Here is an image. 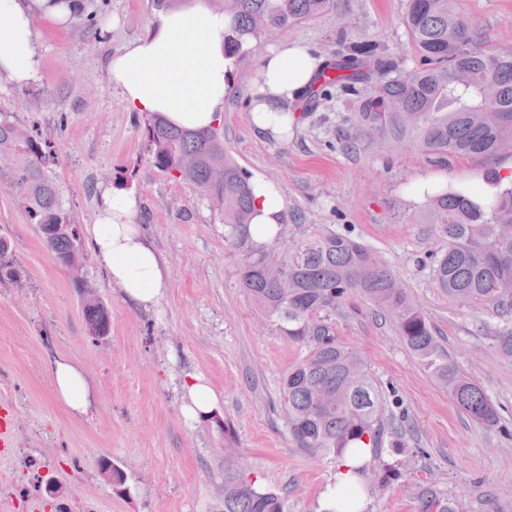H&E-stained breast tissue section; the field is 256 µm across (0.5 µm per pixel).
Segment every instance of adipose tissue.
<instances>
[{"mask_svg": "<svg viewBox=\"0 0 512 512\" xmlns=\"http://www.w3.org/2000/svg\"><path fill=\"white\" fill-rule=\"evenodd\" d=\"M78 8L77 0L60 6L52 0H0V79L17 87L36 81L42 58L34 36V15L61 23L75 16ZM224 28L223 14L203 0L157 13L145 34L113 53L109 80L135 111L161 114L179 127L215 125L230 88ZM320 67V59L300 42L282 43L264 54L250 112L255 131L288 136L295 123L289 106L305 92ZM253 204L254 238L268 242L284 222L285 199L277 187L260 181L253 186ZM138 216L137 196L108 186L101 193L96 220L86 232L109 284L119 289L125 301L147 310L166 297L170 279L164 257L142 232ZM52 382L69 414L86 413L90 385L81 368L57 363ZM372 456V449L363 448L339 459L334 481L322 493L323 512H336L340 498L357 486L359 467Z\"/></svg>", "mask_w": 512, "mask_h": 512, "instance_id": "ef3b65f1", "label": "adipose tissue"}]
</instances>
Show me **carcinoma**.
Instances as JSON below:
<instances>
[{"instance_id":"carcinoma-1","label":"carcinoma","mask_w":512,"mask_h":512,"mask_svg":"<svg viewBox=\"0 0 512 512\" xmlns=\"http://www.w3.org/2000/svg\"><path fill=\"white\" fill-rule=\"evenodd\" d=\"M224 12V51L236 57L245 46L276 31L327 12L331 0H209ZM405 28L421 63L381 55L365 40L324 64L316 79H327L355 96L352 117L391 148L468 157L512 149V50L470 47L471 20L457 0H408ZM153 165L193 185L209 198L224 197V242L239 257L241 287L265 317L305 354L282 380L288 428L298 446L340 458L351 448L382 447L387 403L365 361L344 346L329 323L349 295L358 293L382 310L409 352L472 420L494 427L499 414L485 390L448 358L431 325L406 288L366 246L310 225L283 243L284 233L258 245L251 235L253 192L249 175L224 153L217 130L173 127L148 118ZM0 172L10 187H23V203L56 262L64 267L81 245L80 227L68 226L48 165L45 145L33 131L0 119ZM434 223L448 247L436 256L437 287L462 306H487L501 317L494 344L512 357V186L492 196L466 194L452 185L425 195ZM88 335L110 331L104 304H82ZM417 512H457L455 501L432 486L417 493ZM219 512H288L286 498L262 489L245 471L224 472Z\"/></svg>"}]
</instances>
